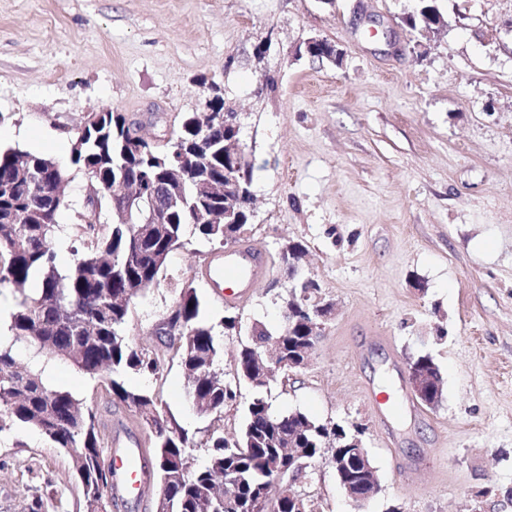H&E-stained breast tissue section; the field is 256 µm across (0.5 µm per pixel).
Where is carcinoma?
I'll list each match as a JSON object with an SVG mask.
<instances>
[{"instance_id": "carcinoma-1", "label": "carcinoma", "mask_w": 512, "mask_h": 512, "mask_svg": "<svg viewBox=\"0 0 512 512\" xmlns=\"http://www.w3.org/2000/svg\"><path fill=\"white\" fill-rule=\"evenodd\" d=\"M197 113L183 116L172 131L169 143L145 140L122 146L125 115L107 112L99 124L89 123L77 133L70 162L90 182L91 194L112 201V161H120L131 175L153 177L159 162L176 141L190 142L196 132ZM204 170L212 179L224 177L225 169L236 168L239 181H252L246 162H234L215 152ZM65 171L52 160L19 148L0 150V287L22 288L33 277L39 288L23 295L10 315L9 336H0V432L13 425L29 426L55 448L70 456L72 476L84 501L112 495L118 474L107 466L103 453L112 444L111 430L87 403L64 389L50 387L45 367L60 361L91 379L106 382L108 403L128 410L146 430L153 443L154 457H142V467L166 472H189L185 481L166 487L165 512H267L275 469L288 467L276 457L283 437L307 428L304 448L310 459L324 453L321 430L328 422L295 411L275 415L261 396L249 402L243 427L232 437L224 435V406L236 400V386L224 379L223 350L214 327L200 317V299L191 284L176 287L178 298L159 324L156 334L162 349L145 351L134 346L127 335L134 289L143 294L160 287L161 272L171 254L183 246L185 228L190 226L200 239L221 247L242 240L248 226L247 207L235 196L224 204L241 210L238 224H194L191 211L196 204L193 183L171 185L156 177L158 208L167 211L166 223L155 224L152 234H139L142 216L131 211L130 223L114 224L80 215L76 225L79 248L73 262L62 268L57 263L53 241L59 232L58 215L65 203L55 198ZM283 340L289 354L308 338L304 324L281 327L271 333L264 325L251 326V336L235 358L238 380L260 392L269 379L246 372L253 350L270 338ZM32 353L31 365L21 369L16 346ZM176 358L183 372L199 378L187 382L186 394L201 402L197 414L211 418L206 447L208 456L193 466L195 443L167 410L161 393L132 387L129 374L158 375L167 354ZM245 485L241 499L226 503L211 494L213 486L233 476Z\"/></svg>"}]
</instances>
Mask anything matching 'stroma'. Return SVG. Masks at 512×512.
<instances>
[{"label":"stroma","instance_id":"1","mask_svg":"<svg viewBox=\"0 0 512 512\" xmlns=\"http://www.w3.org/2000/svg\"><path fill=\"white\" fill-rule=\"evenodd\" d=\"M412 0H0V147L67 169L55 241L74 255L89 194L70 164L87 116L138 118L148 139L200 111L216 86L252 166L245 235L265 274L241 301H222L203 270L214 247L186 234L171 280L192 282L212 324H281L292 285L278 260L302 242V273L336 315L308 364L276 372L274 413L303 411L362 430L381 490L365 512H512V0H438L437 35L410 31ZM320 37L340 64L309 57ZM171 288L136 298L130 341L157 349ZM430 355L442 398L383 420L403 402L411 363ZM50 385L98 414L104 384L64 364ZM131 385L162 393L203 463L209 419L185 396L178 361ZM300 491L315 512H353L327 460ZM50 512H86L70 457L34 430L0 433V512L22 494Z\"/></svg>","mask_w":512,"mask_h":512}]
</instances>
